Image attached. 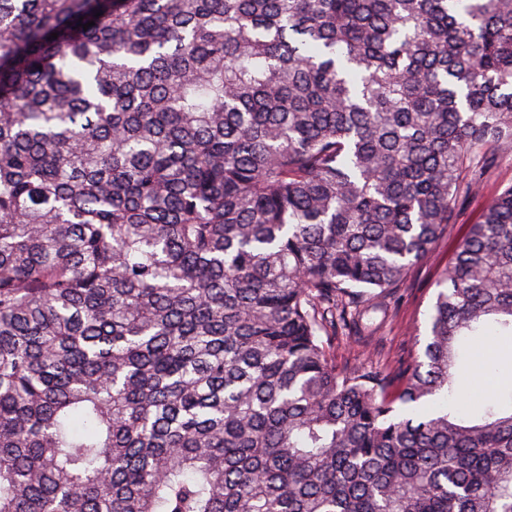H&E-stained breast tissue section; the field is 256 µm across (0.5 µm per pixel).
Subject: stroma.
Returning a JSON list of instances; mask_svg holds the SVG:
<instances>
[{
	"label": "stroma",
	"instance_id": "obj_1",
	"mask_svg": "<svg viewBox=\"0 0 512 512\" xmlns=\"http://www.w3.org/2000/svg\"><path fill=\"white\" fill-rule=\"evenodd\" d=\"M511 184L512 159L501 160L480 193L467 200L458 222L449 226L431 257L415 266L394 294L380 298L381 312L373 314L359 336L337 338V365H358L379 357L398 368L407 361L418 334L425 331L437 283L459 241L480 220L484 207Z\"/></svg>",
	"mask_w": 512,
	"mask_h": 512
}]
</instances>
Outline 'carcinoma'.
Wrapping results in <instances>:
<instances>
[{
	"mask_svg": "<svg viewBox=\"0 0 512 512\" xmlns=\"http://www.w3.org/2000/svg\"><path fill=\"white\" fill-rule=\"evenodd\" d=\"M503 156L512 0H0V512H512V185L332 344ZM510 184L512 159H504L483 182L480 193L467 200L458 222L450 224L431 257L415 266L394 294L376 300L387 308L386 316L383 318L380 312L371 314L372 320L360 331V338L340 336L336 339V365H358L379 357L397 369L407 361L415 340H423L437 283L459 241L470 225L480 220L484 207Z\"/></svg>",
	"mask_w": 512,
	"mask_h": 512,
	"instance_id": "1",
	"label": "carcinoma"
}]
</instances>
